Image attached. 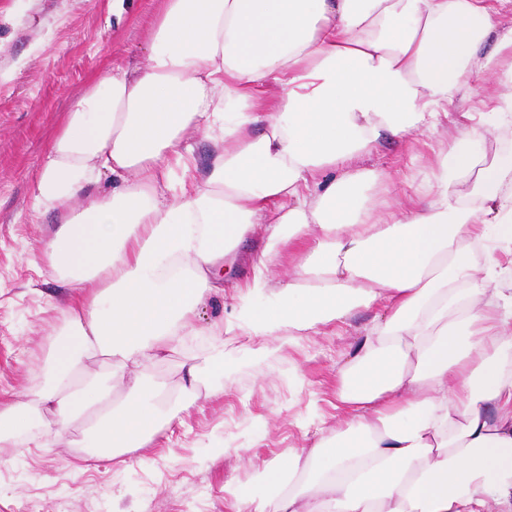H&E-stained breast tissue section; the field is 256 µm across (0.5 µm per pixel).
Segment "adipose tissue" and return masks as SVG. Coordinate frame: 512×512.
I'll return each mask as SVG.
<instances>
[{"label": "adipose tissue", "mask_w": 512, "mask_h": 512, "mask_svg": "<svg viewBox=\"0 0 512 512\" xmlns=\"http://www.w3.org/2000/svg\"><path fill=\"white\" fill-rule=\"evenodd\" d=\"M510 14L512 0H164L147 64L77 98L35 174L67 323L52 386L0 402V438L65 426L115 381L89 447L111 458L158 436L179 406L148 370L198 335L224 294L217 263L257 233L252 279L211 335L382 314L340 370L336 428L250 487L225 484L230 512H512V151L483 166L467 150L486 119L512 124ZM489 76L481 121L455 124L431 179L379 211L361 159L383 134L443 125ZM200 132L201 184L183 148ZM286 250L297 263L277 284ZM223 368V345L185 355L183 393ZM193 146L197 163V176L200 180L205 177L211 160V144L204 134H198L189 141Z\"/></svg>", "instance_id": "adipose-tissue-1"}]
</instances>
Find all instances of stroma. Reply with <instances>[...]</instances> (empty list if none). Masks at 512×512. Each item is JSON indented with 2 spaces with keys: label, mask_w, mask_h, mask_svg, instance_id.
Masks as SVG:
<instances>
[{
  "label": "stroma",
  "mask_w": 512,
  "mask_h": 512,
  "mask_svg": "<svg viewBox=\"0 0 512 512\" xmlns=\"http://www.w3.org/2000/svg\"><path fill=\"white\" fill-rule=\"evenodd\" d=\"M163 0H0V399L26 402L51 381L49 348L64 326L66 291L42 249L54 226L32 211L33 177L65 112L112 69L147 62ZM441 132L382 135L364 167L387 200L430 174ZM357 312L341 328L263 344L224 337V371L152 442L122 464L86 445L75 421L36 447L33 431L0 442V512H226L224 484L249 486L256 466L310 447L336 424L339 370L374 322ZM247 449L239 457L238 449Z\"/></svg>",
  "instance_id": "stroma-1"
}]
</instances>
